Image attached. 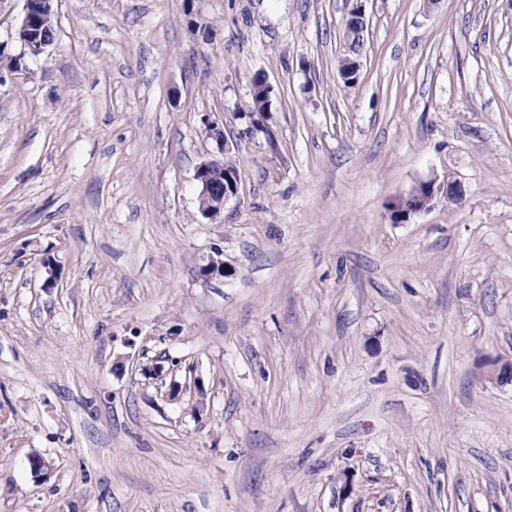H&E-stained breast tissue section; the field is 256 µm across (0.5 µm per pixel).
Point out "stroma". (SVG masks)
Instances as JSON below:
<instances>
[{"label":"stroma","instance_id":"obj_1","mask_svg":"<svg viewBox=\"0 0 512 512\" xmlns=\"http://www.w3.org/2000/svg\"><path fill=\"white\" fill-rule=\"evenodd\" d=\"M355 1L55 0L0 82V512H512V0H359L348 85ZM52 7V0H24L23 16L15 33L17 40L22 42L24 49L23 53L18 55L19 57L25 58L28 56L31 59L39 58L52 44V40L41 37L55 35L53 16H45L44 19L38 18L36 29L41 37L34 38L36 35L34 32V19L38 14L37 10H42V12L50 14L53 11ZM356 6L351 9L349 15L345 21L346 31L350 34L351 31L354 32L355 35V43L348 41L345 44L346 54L354 49L357 51V56L352 59V63L356 66V73L358 72V62L356 58L360 56L364 48V32L366 30V19H365V10L362 5V1H355ZM359 2V3H358ZM359 47V50L356 47ZM350 63V59L346 56H343L339 61V74L341 77H345L344 82L350 83L355 81V73H354V65ZM215 168H223L220 179L224 181L225 174H233L238 171L235 163L230 158L221 160H208L201 162L195 172V179L199 184L200 197H206L210 201L208 208H202V215L205 219L210 221L217 220L223 213L226 203L231 199L236 198L239 194L240 178L238 173L236 175L226 176L228 184L224 182V189L220 188L218 182L214 180L213 176L208 174L209 170ZM436 182L433 180L418 184L406 197L402 198L393 210V219L396 222H407L410 217L416 213L430 208L436 196ZM417 192V193H416ZM417 194V201L411 206L406 207L407 200H411L412 195Z\"/></svg>","mask_w":512,"mask_h":512}]
</instances>
